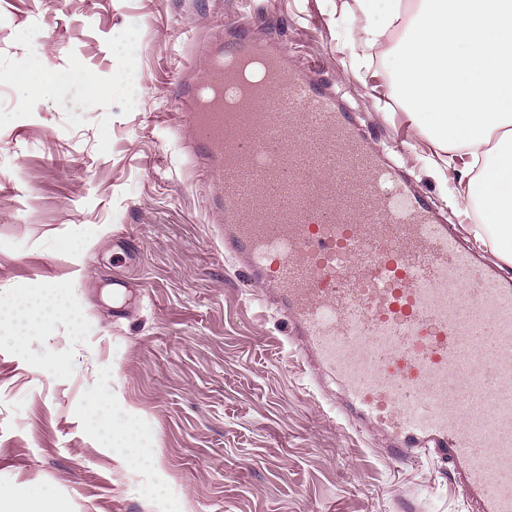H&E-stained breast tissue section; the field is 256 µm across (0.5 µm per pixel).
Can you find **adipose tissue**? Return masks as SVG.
Returning <instances> with one entry per match:
<instances>
[{"instance_id": "ef3b65f1", "label": "adipose tissue", "mask_w": 512, "mask_h": 512, "mask_svg": "<svg viewBox=\"0 0 512 512\" xmlns=\"http://www.w3.org/2000/svg\"><path fill=\"white\" fill-rule=\"evenodd\" d=\"M339 9L364 18L359 38L371 49L402 26L403 0H341ZM405 29L395 83L434 147L427 165L444 184L451 154L481 163L466 187L482 213L473 238L512 265V0H419Z\"/></svg>"}]
</instances>
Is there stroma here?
I'll use <instances>...</instances> for the list:
<instances>
[{"instance_id": "1", "label": "stroma", "mask_w": 512, "mask_h": 512, "mask_svg": "<svg viewBox=\"0 0 512 512\" xmlns=\"http://www.w3.org/2000/svg\"><path fill=\"white\" fill-rule=\"evenodd\" d=\"M338 0H0V304L60 288L62 308L0 331V486L72 512H472L443 468L403 467L347 429L245 300L208 189L176 127L179 78L205 72L222 22L291 46L342 89L378 151L471 241L430 144L394 89L403 33L369 67ZM28 63L17 70L18 59ZM91 72L88 86L74 67ZM53 90L26 95L44 71ZM55 361L59 371L35 372ZM108 390L115 403L92 411ZM110 417L130 432L109 447Z\"/></svg>"}]
</instances>
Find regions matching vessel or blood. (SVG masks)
<instances>
[{
  "label": "vessel or blood",
  "instance_id": "vessel-or-blood-1",
  "mask_svg": "<svg viewBox=\"0 0 512 512\" xmlns=\"http://www.w3.org/2000/svg\"><path fill=\"white\" fill-rule=\"evenodd\" d=\"M182 87L224 252L281 314L337 410L395 464L447 468L512 512V281L463 248L332 86L286 45L239 37Z\"/></svg>",
  "mask_w": 512,
  "mask_h": 512
}]
</instances>
